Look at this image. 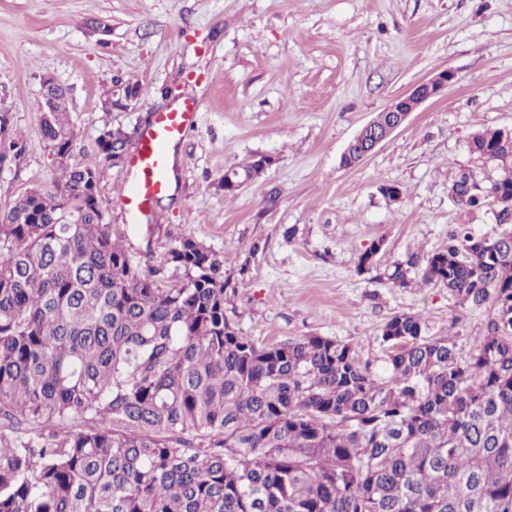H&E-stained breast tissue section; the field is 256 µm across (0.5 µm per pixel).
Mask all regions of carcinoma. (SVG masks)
I'll return each mask as SVG.
<instances>
[{
  "mask_svg": "<svg viewBox=\"0 0 512 512\" xmlns=\"http://www.w3.org/2000/svg\"><path fill=\"white\" fill-rule=\"evenodd\" d=\"M47 94L62 179L0 215V512H512V219L491 238L461 224L383 273L484 311L466 355L406 312L375 370L325 336L257 343L225 315L223 255L180 240L169 288L139 268L76 158L67 88ZM143 94L117 81L104 111ZM130 141L104 130L105 161ZM25 150L8 135L0 167ZM468 153L484 162L474 183L453 176V204L473 214L488 193L511 215L512 136L482 129ZM268 163L229 168L224 196Z\"/></svg>",
  "mask_w": 512,
  "mask_h": 512,
  "instance_id": "cac0c4a2",
  "label": "carcinoma"
}]
</instances>
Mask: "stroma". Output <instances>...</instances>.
Instances as JSON below:
<instances>
[{
    "instance_id": "35a3bbf8",
    "label": "stroma",
    "mask_w": 512,
    "mask_h": 512,
    "mask_svg": "<svg viewBox=\"0 0 512 512\" xmlns=\"http://www.w3.org/2000/svg\"><path fill=\"white\" fill-rule=\"evenodd\" d=\"M97 22L108 36L92 32ZM442 70L456 75L445 95L341 167L366 122ZM46 76L69 91L75 151L99 171L106 223L125 230L159 285L182 279L169 252L191 237L223 254L225 314L255 342L326 336L376 365L383 324L411 312L428 335L470 350L483 311L461 310L444 286L401 288L356 266L376 242L382 270L432 254L465 220L448 184L471 135L512 129V0H0V113L26 142L19 162L0 167V213L60 177L41 131ZM116 80L148 94L103 111ZM188 96L199 119L175 147V182L154 200L152 225H132L119 203L131 167L105 163L99 137L141 134ZM261 154L272 165L225 196V170ZM385 185L401 189L399 202Z\"/></svg>"
}]
</instances>
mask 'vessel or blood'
<instances>
[{"instance_id": "b4317fda", "label": "vessel or blood", "mask_w": 512, "mask_h": 512, "mask_svg": "<svg viewBox=\"0 0 512 512\" xmlns=\"http://www.w3.org/2000/svg\"><path fill=\"white\" fill-rule=\"evenodd\" d=\"M198 110L195 99H184L171 111L157 113L143 130L130 158L133 176L120 195L129 213L146 214L151 201L169 190L170 152L196 127Z\"/></svg>"}]
</instances>
